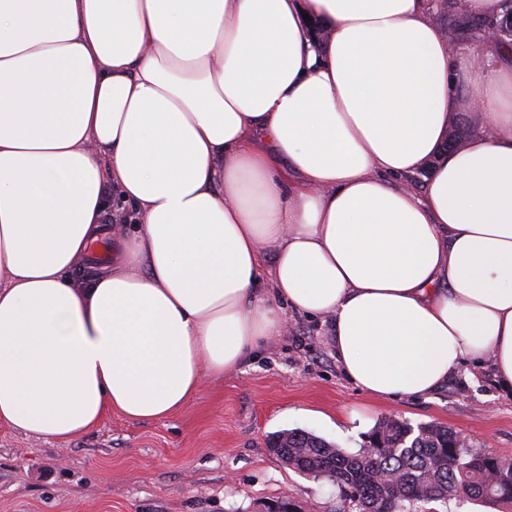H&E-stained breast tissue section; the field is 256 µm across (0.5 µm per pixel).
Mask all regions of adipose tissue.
Instances as JSON below:
<instances>
[{
  "label": "adipose tissue",
  "instance_id": "1",
  "mask_svg": "<svg viewBox=\"0 0 512 512\" xmlns=\"http://www.w3.org/2000/svg\"><path fill=\"white\" fill-rule=\"evenodd\" d=\"M112 190L139 229L74 282ZM292 312L373 397L512 393V46L427 0H0V424L166 417ZM437 2H440V10H443L446 12L445 14L438 16L435 12L431 9V16L432 19L441 26H446L451 24V20L457 17L454 11L447 12L451 9L457 10V13H459V16L462 17L461 21H458V23H455L450 26V28L456 32L458 39L462 40H469L473 43H477L480 37V32L484 29L485 26L493 25L496 21H499L503 18L505 14L512 15V0H504L505 3H507L509 6L505 8L503 11L502 17L495 19V20H476L472 19L470 20L466 14L464 13V9L462 6L458 3L457 0L451 1V0H436ZM436 4V7H439ZM451 130H456L464 140L481 135L485 131V124L482 116L477 111H470L464 108L462 118L452 126ZM458 133L453 132L450 134L448 138L449 145L461 139Z\"/></svg>",
  "mask_w": 512,
  "mask_h": 512
}]
</instances>
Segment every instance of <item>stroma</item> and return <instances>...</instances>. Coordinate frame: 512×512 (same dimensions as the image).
<instances>
[{
    "mask_svg": "<svg viewBox=\"0 0 512 512\" xmlns=\"http://www.w3.org/2000/svg\"><path fill=\"white\" fill-rule=\"evenodd\" d=\"M385 418L439 423L512 460V396L489 368L462 365L428 399L374 398L342 373L327 324L293 314L241 371L167 417L110 413L64 445L0 426V512H265L282 499L335 512V487L283 465L268 435L301 429L354 452Z\"/></svg>",
    "mask_w": 512,
    "mask_h": 512,
    "instance_id": "obj_1",
    "label": "stroma"
}]
</instances>
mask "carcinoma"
Segmentation results:
<instances>
[{
    "label": "carcinoma",
    "instance_id": "1",
    "mask_svg": "<svg viewBox=\"0 0 512 512\" xmlns=\"http://www.w3.org/2000/svg\"><path fill=\"white\" fill-rule=\"evenodd\" d=\"M440 9L457 10L451 25L458 38L478 42L492 20L469 19L455 0H438ZM367 438L379 448L347 452L305 430L271 435L270 451L288 468L336 485L337 512H414L433 502L464 497L486 507L512 506V460L477 453L457 440V432L437 423L410 424L385 418Z\"/></svg>",
    "mask_w": 512,
    "mask_h": 512
}]
</instances>
